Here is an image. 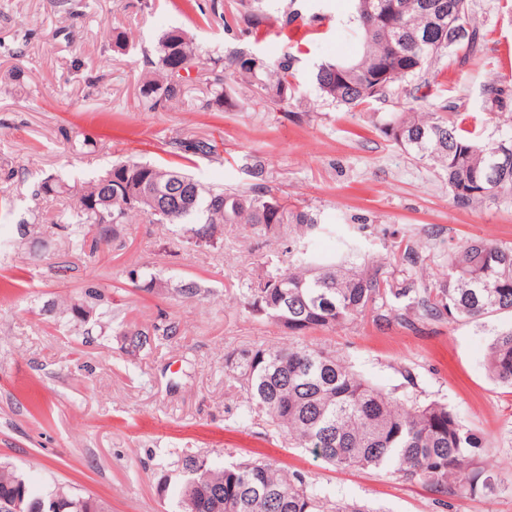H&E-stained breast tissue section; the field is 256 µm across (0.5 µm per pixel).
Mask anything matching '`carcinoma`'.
Segmentation results:
<instances>
[{"mask_svg": "<svg viewBox=\"0 0 512 512\" xmlns=\"http://www.w3.org/2000/svg\"><path fill=\"white\" fill-rule=\"evenodd\" d=\"M261 0H238V14L254 28L268 24ZM289 0L276 19L284 33L302 18ZM361 40L359 57L324 61L314 73L322 99L359 111V116L413 158L441 168L448 195L459 209L487 201L512 200V136L489 143L463 126L461 113L443 104L422 111L430 86L428 74L450 52L469 57L482 48L483 35L473 18L472 0H353ZM295 59L271 66L253 52L240 51L229 61L203 66L190 33L182 28L158 40L153 71L140 87L145 110L167 109L187 93L186 78L173 72L185 64L196 69L208 96L202 108L233 107L226 82L233 73L273 107L288 111L295 91ZM413 84L412 105L381 115L367 112L372 102L393 95L397 82ZM173 154L188 160L206 156L214 145L202 138L171 142ZM36 195L68 200L56 224L72 245L95 258L103 246L124 248L121 226L140 216L169 224L175 233L207 242L226 224H249L282 245L281 255L262 263L261 272L240 293L248 313L296 339L311 331L346 328L371 316L379 327L417 321L481 319L512 313V246L475 238L448 248L446 278L430 283L423 255L407 243L386 256L362 252L354 236L345 255L320 260L307 239L323 230L318 214L263 187L213 189L175 165L117 161L86 184L55 177L42 180ZM127 277L152 294L176 292L194 298L202 288L193 279L178 287L154 274L131 269ZM102 310L112 314V299L98 287L85 288L70 313ZM116 335L126 354L149 355L180 334L179 323L162 318L150 324L125 321L113 314ZM489 376L512 389V327L494 337L486 361ZM224 374L243 395L241 416L262 418L295 448L341 468L385 470L426 487L436 502L458 495H491L497 484L478 461L482 439L466 427L447 403L420 400L385 389L359 374L343 355L309 344L275 345L266 339L224 355ZM163 491L176 500L177 512H375L359 502L321 493L300 471L274 463L239 459L220 467L206 455L184 454L169 463ZM63 490L55 512H110L89 493L69 487L33 489L12 466L0 462V502L25 496L21 512H48L41 502Z\"/></svg>", "mask_w": 512, "mask_h": 512, "instance_id": "1", "label": "carcinoma"}]
</instances>
